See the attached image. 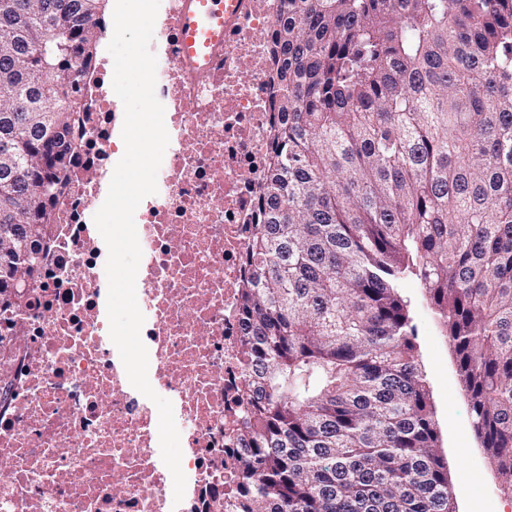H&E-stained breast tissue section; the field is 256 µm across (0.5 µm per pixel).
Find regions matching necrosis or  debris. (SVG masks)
Segmentation results:
<instances>
[{
	"instance_id": "1",
	"label": "necrosis or debris",
	"mask_w": 512,
	"mask_h": 512,
	"mask_svg": "<svg viewBox=\"0 0 512 512\" xmlns=\"http://www.w3.org/2000/svg\"><path fill=\"white\" fill-rule=\"evenodd\" d=\"M178 8L166 0L156 36L169 144L136 231L148 379L185 444L184 497L173 501L158 410L130 384L109 334L108 249L93 217L123 152L99 68L47 266L0 311V512H227L235 494L238 459L226 450L239 409L238 297L277 122L270 41L284 8L250 0L198 79L179 62Z\"/></svg>"
}]
</instances>
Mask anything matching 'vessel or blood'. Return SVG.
<instances>
[{
    "mask_svg": "<svg viewBox=\"0 0 512 512\" xmlns=\"http://www.w3.org/2000/svg\"><path fill=\"white\" fill-rule=\"evenodd\" d=\"M245 7V0H182L180 9L181 63L202 75L210 67V50L224 41Z\"/></svg>",
    "mask_w": 512,
    "mask_h": 512,
    "instance_id": "vessel-or-blood-1",
    "label": "vessel or blood"
}]
</instances>
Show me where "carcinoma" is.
Listing matches in <instances>:
<instances>
[{
	"mask_svg": "<svg viewBox=\"0 0 512 512\" xmlns=\"http://www.w3.org/2000/svg\"><path fill=\"white\" fill-rule=\"evenodd\" d=\"M241 288L235 512H456L400 281L512 498V0H285ZM105 0H0V309L50 252ZM60 33L46 61L27 47ZM69 70L53 87L46 69ZM61 149L43 167L26 158Z\"/></svg>",
	"mask_w": 512,
	"mask_h": 512,
	"instance_id": "carcinoma-1",
	"label": "carcinoma"
}]
</instances>
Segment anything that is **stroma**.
Instances as JSON below:
<instances>
[{"label":"stroma","mask_w":512,"mask_h":512,"mask_svg":"<svg viewBox=\"0 0 512 512\" xmlns=\"http://www.w3.org/2000/svg\"><path fill=\"white\" fill-rule=\"evenodd\" d=\"M401 292L416 327L418 359L439 425V452L448 464L459 512H512V500L499 493L496 474L471 427L455 354L424 288L410 277L404 280Z\"/></svg>","instance_id":"obj_1"}]
</instances>
